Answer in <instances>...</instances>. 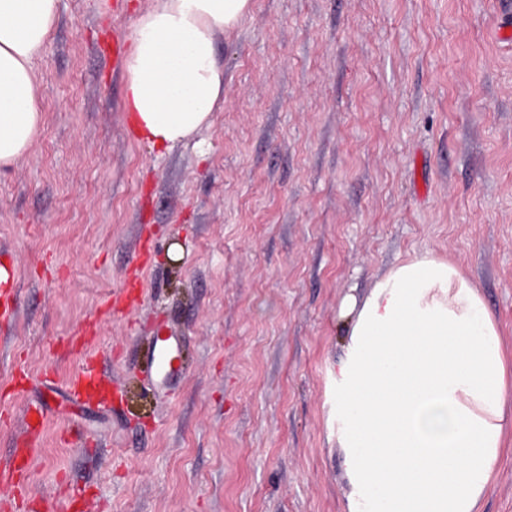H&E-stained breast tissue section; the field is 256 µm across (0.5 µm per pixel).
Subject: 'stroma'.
Segmentation results:
<instances>
[{"mask_svg": "<svg viewBox=\"0 0 512 512\" xmlns=\"http://www.w3.org/2000/svg\"><path fill=\"white\" fill-rule=\"evenodd\" d=\"M155 0H58L43 126L0 171L1 410L47 409L32 512H346L341 312L423 255L459 267L512 359V45L497 0H253L217 34L224 106L156 150L124 107ZM184 381L141 372L158 324ZM87 331L112 399L67 392ZM483 512H512V430Z\"/></svg>", "mask_w": 512, "mask_h": 512, "instance_id": "1", "label": "stroma"}]
</instances>
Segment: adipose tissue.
Wrapping results in <instances>:
<instances>
[{
	"label": "adipose tissue",
	"instance_id": "ef3b65f1",
	"mask_svg": "<svg viewBox=\"0 0 512 512\" xmlns=\"http://www.w3.org/2000/svg\"><path fill=\"white\" fill-rule=\"evenodd\" d=\"M58 0H0V170L42 126L34 62ZM252 0H156L134 23L125 109L135 137L171 149L224 104L217 33ZM351 322L336 380L349 512H480L508 425L512 387L493 313L460 270L422 256L391 269Z\"/></svg>",
	"mask_w": 512,
	"mask_h": 512
}]
</instances>
